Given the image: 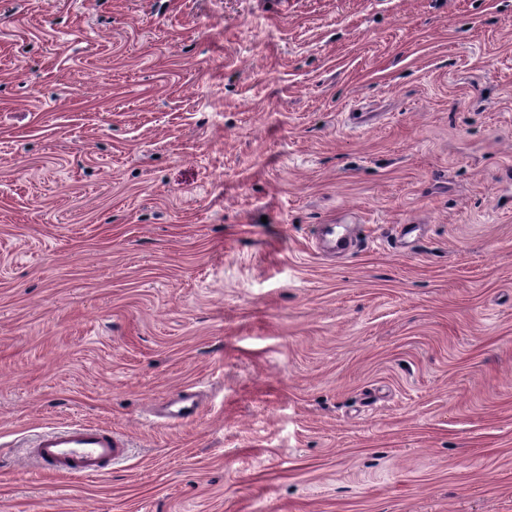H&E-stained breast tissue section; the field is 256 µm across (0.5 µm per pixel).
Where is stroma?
Returning a JSON list of instances; mask_svg holds the SVG:
<instances>
[{
  "label": "stroma",
  "instance_id": "35a3bbf8",
  "mask_svg": "<svg viewBox=\"0 0 512 512\" xmlns=\"http://www.w3.org/2000/svg\"><path fill=\"white\" fill-rule=\"evenodd\" d=\"M0 512H512V0H0ZM173 406L174 409L172 410L171 407ZM194 410L195 401L193 395L190 393H183L182 396H178L168 402L164 413L172 420L180 421L191 417L194 414ZM125 443L112 431L85 424H71L39 437L35 457L47 468L75 477L100 476L109 464L126 455Z\"/></svg>",
  "mask_w": 512,
  "mask_h": 512
}]
</instances>
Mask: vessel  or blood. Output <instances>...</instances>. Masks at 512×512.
Segmentation results:
<instances>
[{"instance_id": "obj_1", "label": "vessel or blood", "mask_w": 512, "mask_h": 512, "mask_svg": "<svg viewBox=\"0 0 512 512\" xmlns=\"http://www.w3.org/2000/svg\"><path fill=\"white\" fill-rule=\"evenodd\" d=\"M35 457L52 471L75 477L102 475L110 463L126 455L124 442L111 431L85 424H71L39 437Z\"/></svg>"}]
</instances>
